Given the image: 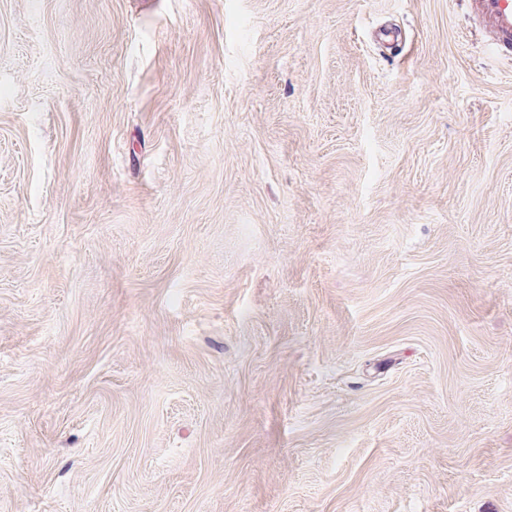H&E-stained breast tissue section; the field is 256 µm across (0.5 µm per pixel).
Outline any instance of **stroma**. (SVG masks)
<instances>
[{
  "mask_svg": "<svg viewBox=\"0 0 512 512\" xmlns=\"http://www.w3.org/2000/svg\"><path fill=\"white\" fill-rule=\"evenodd\" d=\"M0 512H512V45L0 0Z\"/></svg>",
  "mask_w": 512,
  "mask_h": 512,
  "instance_id": "1",
  "label": "stroma"
}]
</instances>
